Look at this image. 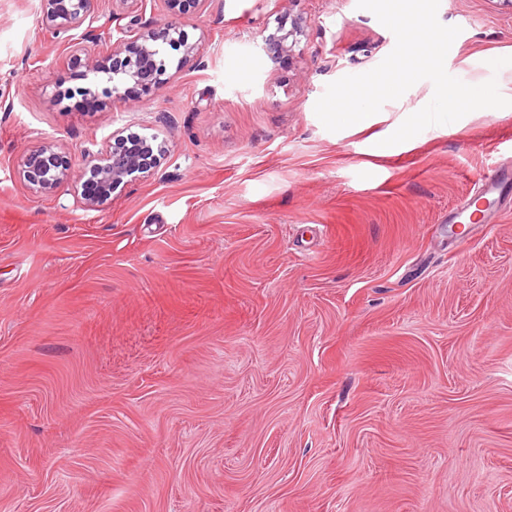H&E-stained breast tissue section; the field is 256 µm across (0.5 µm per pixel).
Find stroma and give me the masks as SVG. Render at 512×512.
I'll use <instances>...</instances> for the list:
<instances>
[{
    "mask_svg": "<svg viewBox=\"0 0 512 512\" xmlns=\"http://www.w3.org/2000/svg\"><path fill=\"white\" fill-rule=\"evenodd\" d=\"M200 48L87 107L88 57L0 0V512H512V107L381 147L422 80L338 132L314 107L395 37L357 0H202ZM304 32L273 58L283 17ZM447 72L512 96V9L440 0ZM156 139L95 209L19 159Z\"/></svg>",
    "mask_w": 512,
    "mask_h": 512,
    "instance_id": "stroma-1",
    "label": "stroma"
}]
</instances>
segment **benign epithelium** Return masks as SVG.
Returning a JSON list of instances; mask_svg holds the SVG:
<instances>
[{"instance_id":"7a95c632","label":"benign epithelium","mask_w":512,"mask_h":512,"mask_svg":"<svg viewBox=\"0 0 512 512\" xmlns=\"http://www.w3.org/2000/svg\"><path fill=\"white\" fill-rule=\"evenodd\" d=\"M203 0H164L167 9L174 15H184L201 4ZM92 0H41L39 22L41 29L55 39L71 47L90 39L104 41L109 49L101 56L88 61V71L107 75L109 85L100 89L86 88L87 100L95 104L102 96L121 94L122 85L133 87L146 96L167 80L170 58L162 51L166 44L183 49L177 66L189 62L199 53L196 44L188 43V34L174 23L143 29L133 15L125 25L112 26V21L124 19L126 15L109 12L105 30L97 32L94 23L98 16L91 10ZM300 27L280 28L264 39L263 50L272 56L289 54L297 43ZM163 147L153 146L146 138L137 134L112 132L105 149L94 153L84 150V170L75 175L71 162L63 152L47 145L23 157L18 167L19 177L28 188L38 194L55 189L64 181L73 183L74 200L86 210L96 208L99 201L112 194L128 178L145 174L156 168L164 156Z\"/></svg>"}]
</instances>
